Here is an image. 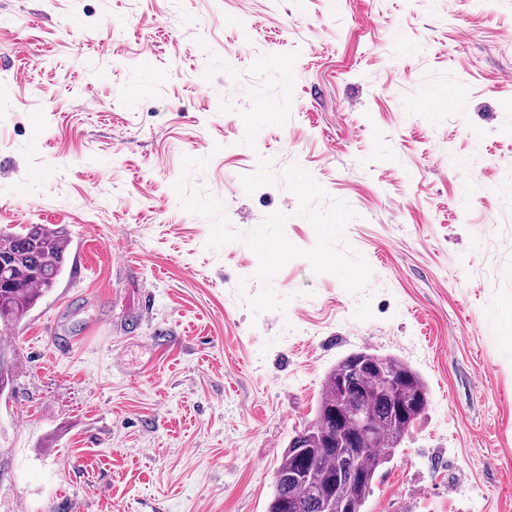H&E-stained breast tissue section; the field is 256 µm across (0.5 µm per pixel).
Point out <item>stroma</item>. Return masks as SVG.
<instances>
[{
  "label": "stroma",
  "mask_w": 512,
  "mask_h": 512,
  "mask_svg": "<svg viewBox=\"0 0 512 512\" xmlns=\"http://www.w3.org/2000/svg\"><path fill=\"white\" fill-rule=\"evenodd\" d=\"M287 216L298 164L355 217L368 288L208 248ZM57 224L56 287L14 329L0 512H267L326 374L368 348L429 404L365 512H512V0H0V227Z\"/></svg>",
  "instance_id": "stroma-1"
}]
</instances>
